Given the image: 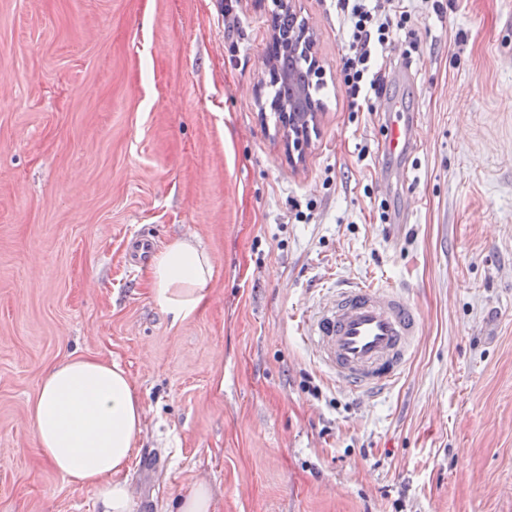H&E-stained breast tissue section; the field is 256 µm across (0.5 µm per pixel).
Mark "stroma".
<instances>
[{
  "instance_id": "35a3bbf8",
  "label": "stroma",
  "mask_w": 512,
  "mask_h": 512,
  "mask_svg": "<svg viewBox=\"0 0 512 512\" xmlns=\"http://www.w3.org/2000/svg\"><path fill=\"white\" fill-rule=\"evenodd\" d=\"M296 7L324 75L292 161L271 0H0V512H100L29 422L73 351L118 363L145 409L133 512H177L202 481L218 512H512V0H423L363 112L336 0ZM391 100L418 115L409 180L382 147ZM141 236L209 250L204 309L176 323L152 301L128 269ZM367 280L424 318L371 402L295 321ZM284 122H281L283 127L288 130V153L293 157V153H298V158H301L309 142V131L311 121L306 122L302 120H294L289 123L288 112H285Z\"/></svg>"
}]
</instances>
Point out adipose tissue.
<instances>
[{"instance_id": "obj_1", "label": "adipose tissue", "mask_w": 512, "mask_h": 512, "mask_svg": "<svg viewBox=\"0 0 512 512\" xmlns=\"http://www.w3.org/2000/svg\"><path fill=\"white\" fill-rule=\"evenodd\" d=\"M214 259L189 239L156 250L148 267L151 296L180 322L204 305ZM43 458L76 488H91L102 512H132L126 474L144 426L141 399L112 361L71 353L43 374L29 408Z\"/></svg>"}]
</instances>
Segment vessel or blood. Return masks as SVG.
Returning a JSON list of instances; mask_svg holds the SVG:
<instances>
[{"mask_svg":"<svg viewBox=\"0 0 512 512\" xmlns=\"http://www.w3.org/2000/svg\"><path fill=\"white\" fill-rule=\"evenodd\" d=\"M387 154L415 143L412 118L390 105ZM423 316L399 287L364 281L320 292L302 313L300 332L320 368L343 390L368 399L393 386L414 354Z\"/></svg>","mask_w":512,"mask_h":512,"instance_id":"1","label":"vessel or blood"}]
</instances>
